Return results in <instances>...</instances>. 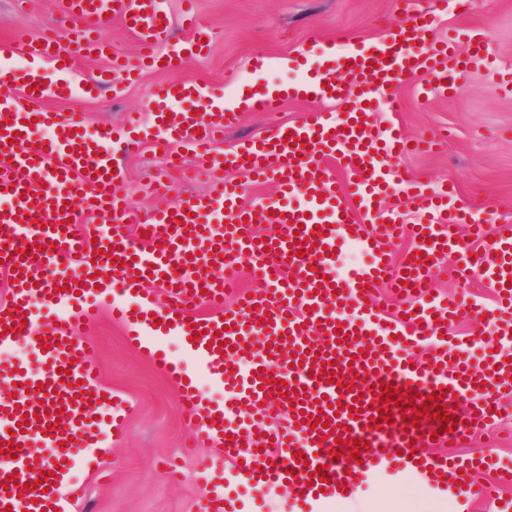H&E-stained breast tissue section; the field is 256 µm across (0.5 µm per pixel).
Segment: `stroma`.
<instances>
[{"mask_svg":"<svg viewBox=\"0 0 512 512\" xmlns=\"http://www.w3.org/2000/svg\"><path fill=\"white\" fill-rule=\"evenodd\" d=\"M193 7L214 36L205 56L181 63L170 71H143L121 93L105 88L93 97L60 100L46 97L49 109L85 113L90 127L109 126L123 132L128 116L148 126L158 89L176 82L208 87L225 99L252 95L256 84L286 85L301 75L298 61L307 68L331 58L337 34L348 46L376 42L383 24H395L403 15L397 0H166L172 18ZM420 9L434 8L436 32L463 28L481 34L488 53L502 67L512 69V0H475L465 10L460 0H416ZM71 22L60 0H0V48L11 44L14 31L40 37L48 27L66 29ZM266 68L261 78L252 71ZM402 109L381 108L380 126L397 125L415 138L446 133L448 140L436 151L398 159L404 178L424 180L432 187L454 183L457 202L481 207L489 225L512 224V95L496 92L491 75L482 69L463 74L456 90L423 93L420 80L403 84L396 92ZM176 144L161 137L146 140L125 159L121 187L131 210L148 215L159 208H174L191 195L205 193L206 180L182 182L166 197L152 186L166 173L167 156ZM132 330L103 315L83 328L101 389L132 407L117 419L112 441L87 458L84 467L68 474L63 490L73 496L71 512H196L206 488L197 478L200 464H209L225 477L224 500L231 512H310L293 494L259 496L230 481V469L221 447L206 443L186 449L188 421L179 403L175 380L160 371L146 352L130 346ZM500 424L481 434L453 442H438L433 454L455 458L487 455L512 459V390L501 389ZM375 512H413L411 501L422 496L440 512H497L495 506L469 498L456 508L447 493L429 488L421 478L400 472L373 477L359 488Z\"/></svg>","mask_w":512,"mask_h":512,"instance_id":"stroma-1","label":"stroma"}]
</instances>
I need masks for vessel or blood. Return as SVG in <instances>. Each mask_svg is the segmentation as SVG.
<instances>
[{
  "instance_id": "1",
  "label": "vessel or blood",
  "mask_w": 512,
  "mask_h": 512,
  "mask_svg": "<svg viewBox=\"0 0 512 512\" xmlns=\"http://www.w3.org/2000/svg\"><path fill=\"white\" fill-rule=\"evenodd\" d=\"M71 13L76 24L67 44L17 32L13 41L27 63L0 68V269L10 278V298L0 303V350L24 339L31 357L0 370V512H67L61 476L111 434L112 398L98 393L79 335L106 307L115 321L147 329V336L129 337L135 348L148 336L184 339L198 373L185 372L162 349L150 357L177 379L195 441L223 444L234 476L260 494L291 489L302 502L322 504L354 493L369 474L417 475L430 466L491 499L478 464L431 455L438 428L432 414L420 418L397 408L392 424H374L383 385L440 393L458 408L451 436L459 439L495 424L501 406L488 390L512 386V225L488 230L477 208L456 205L455 188L405 183L396 161L424 140L376 122L381 102L399 111L395 92L413 76L423 75L428 88L450 90L457 76L487 65L483 39L464 29L438 37L433 11H407L372 46L337 55L335 65L307 71L299 83L260 91L251 103L256 111L279 112L289 101L314 97L338 104L340 113L277 123L269 136L220 153L213 146L239 123L237 104L194 116L188 105L205 89L188 82L165 87L153 130L214 176L205 194L145 219L147 233L135 239L123 231L130 213L119 188L125 155L142 143L137 126L121 138L111 128L89 127L84 113L46 108L44 90L67 100L119 86L144 69H174L206 52L212 30L185 9L186 35L169 45L172 23L163 0H71ZM109 17L127 24L139 55L111 56L110 70L75 85L78 56L108 54L89 22ZM289 134L295 144L285 143ZM226 168L276 184L277 196L239 206L242 187L225 182ZM401 185L420 210L406 228L382 211ZM83 209L100 215L89 237L73 223ZM265 224L280 225L282 234L262 238ZM404 234L413 246L399 255L396 241ZM486 237L491 250L471 247ZM341 241L367 261L339 275L332 250ZM451 258L460 272L479 273L495 306L454 303L433 292L431 280ZM244 263L264 287L227 308L226 290ZM177 267L187 276H174ZM148 282L170 297L165 312L111 303L112 285L137 297ZM383 282L406 298L404 307L393 312L374 300ZM485 316L493 336L457 334L461 321ZM48 336L59 344L46 346ZM332 363L342 372L331 382L311 376V368ZM201 375L223 386V406L205 402ZM299 388L306 398L295 397ZM279 415L284 424L267 427ZM351 439L370 445L355 460L338 446ZM384 439L394 440L396 452L381 450ZM321 465L325 479L311 480V469ZM198 478L207 485L198 512H223V484L211 482L205 466Z\"/></svg>"
}]
</instances>
